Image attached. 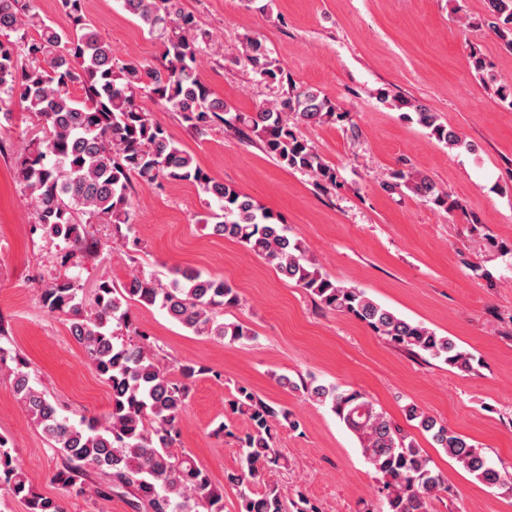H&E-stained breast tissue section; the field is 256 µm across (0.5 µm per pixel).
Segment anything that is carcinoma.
<instances>
[{
	"label": "carcinoma",
	"instance_id": "carcinoma-1",
	"mask_svg": "<svg viewBox=\"0 0 512 512\" xmlns=\"http://www.w3.org/2000/svg\"><path fill=\"white\" fill-rule=\"evenodd\" d=\"M122 6L161 40V66L117 58L87 19L85 0H58L64 26L35 12L32 0H0V119L10 121L18 100L42 132L14 151L15 177L30 199L34 227L62 243L67 258L75 250L93 255L106 250L107 244L89 237L87 227L93 224L112 225L113 236L137 251L140 241L122 232L131 227L133 180L191 182L217 206L209 213L215 220L213 234L243 245L325 307L353 316L394 345L461 373L473 372L479 360L450 337L401 317L363 290L321 272L301 242L288 235L285 224L250 196L200 168L140 99L168 105L198 134L222 124L246 139L255 136L282 166L310 172L319 183L334 187L336 169L298 137L295 128L350 123V114L321 91L293 82L287 83L279 101L253 112H233L199 77L202 53L218 43L181 0H122ZM487 10L489 29L502 48L512 52V0H487ZM242 60L255 75L283 82L284 69L274 64L261 42L247 40ZM469 64L484 82H496L480 53L471 52ZM400 107L406 109V120L438 141L472 149L426 106L403 99ZM392 178L383 183L387 191L403 186L439 208L451 212L458 207L419 172L400 170ZM239 302L228 281L187 270L175 271L165 284L140 271L121 284L104 278L88 293L77 275L45 283L39 303L65 318L85 358L112 388L111 409L103 418L84 417L74 423L36 387L28 360L0 346V365L7 366L17 401L62 458L54 481L84 496L86 479L96 472L108 491L129 500L133 512H224L223 491L213 484L207 468L174 450L190 397L189 381L208 369L186 362L172 371L158 359L148 336L141 334L134 341L121 335L129 327L130 306L137 303L158 307L195 335L230 344L253 342L257 335L247 325L220 319L221 311ZM278 381L306 400L330 407L357 437L377 476L384 512H430L431 500L448 490L446 479L419 444L361 391L314 379L281 376ZM228 405L245 427L237 436L221 423L214 434L236 437L242 449L241 467L224 474L225 482L238 490L239 512H288L280 487L266 481L265 471L282 459L275 448L276 428L297 431L299 418L243 385ZM405 417L475 480L512 491V476L493 467L467 436L415 403L405 407ZM13 452L10 440L0 435V489L25 512H63L57 500L38 491ZM292 505L296 512H321L300 485L295 486Z\"/></svg>",
	"mask_w": 512,
	"mask_h": 512
}]
</instances>
